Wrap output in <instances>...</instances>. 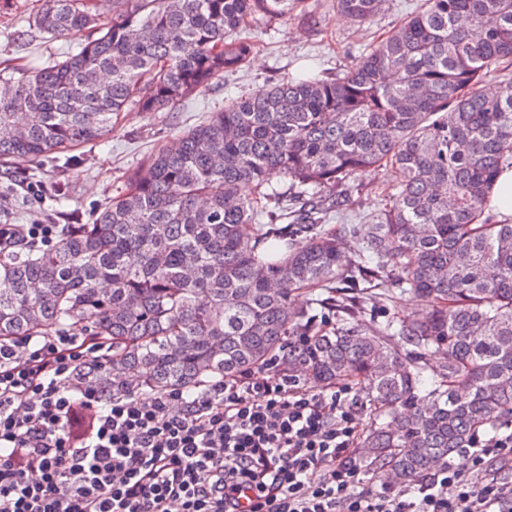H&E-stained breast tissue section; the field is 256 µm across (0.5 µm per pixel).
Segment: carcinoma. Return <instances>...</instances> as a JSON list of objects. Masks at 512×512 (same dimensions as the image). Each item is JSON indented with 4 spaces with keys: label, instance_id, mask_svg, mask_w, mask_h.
Returning a JSON list of instances; mask_svg holds the SVG:
<instances>
[{
    "label": "carcinoma",
    "instance_id": "1",
    "mask_svg": "<svg viewBox=\"0 0 512 512\" xmlns=\"http://www.w3.org/2000/svg\"><path fill=\"white\" fill-rule=\"evenodd\" d=\"M386 2L331 5L360 26ZM303 10L40 0L28 27L75 50L0 78V160L56 162L132 104L171 109L245 67L252 30ZM509 169L512 0H421L343 71L259 86L153 151L51 249L0 253V339H103L93 380L114 394L269 368L350 382L373 411L359 461L406 488L512 423V219L491 199ZM371 174L384 189L369 223L333 224ZM295 290L313 306L291 308ZM395 290L425 313L367 316Z\"/></svg>",
    "mask_w": 512,
    "mask_h": 512
}]
</instances>
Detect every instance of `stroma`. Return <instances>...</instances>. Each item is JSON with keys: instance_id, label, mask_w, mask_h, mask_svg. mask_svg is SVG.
<instances>
[{"instance_id": "35a3bbf8", "label": "stroma", "mask_w": 512, "mask_h": 512, "mask_svg": "<svg viewBox=\"0 0 512 512\" xmlns=\"http://www.w3.org/2000/svg\"><path fill=\"white\" fill-rule=\"evenodd\" d=\"M415 5L416 0H389L373 22L356 26L336 15L329 0H308L306 11L279 24L275 33L259 36L254 57L241 71L170 111L124 113L102 139L73 148L68 167L46 163L27 171L1 165L0 224L88 223L94 208L108 200L124 176L140 166L150 152L203 122L225 101L308 68L324 72L343 68L359 49L376 45L380 34ZM15 27L24 31V38L7 35L0 22V69L32 60L44 62L70 48L69 43L43 39L28 29L24 20H16ZM58 180L71 188L66 199L52 195ZM22 181L40 186L39 195L24 194L18 187Z\"/></svg>"}]
</instances>
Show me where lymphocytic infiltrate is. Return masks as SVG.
Returning a JSON list of instances; mask_svg holds the SVG:
<instances>
[{
	"mask_svg": "<svg viewBox=\"0 0 512 512\" xmlns=\"http://www.w3.org/2000/svg\"><path fill=\"white\" fill-rule=\"evenodd\" d=\"M54 224H1L0 252ZM109 349L68 331L0 341V512H512V431L476 439L412 492L361 487L351 389L279 375L186 396H115L88 378Z\"/></svg>",
	"mask_w": 512,
	"mask_h": 512,
	"instance_id": "1",
	"label": "lymphocytic infiltrate"
}]
</instances>
